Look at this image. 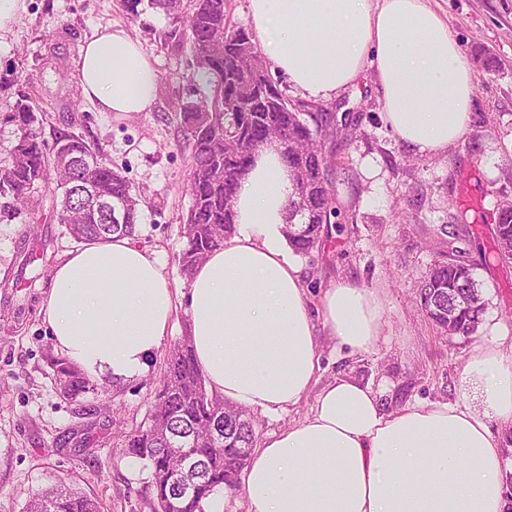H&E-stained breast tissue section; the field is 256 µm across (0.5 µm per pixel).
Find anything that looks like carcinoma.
<instances>
[{
	"instance_id": "carcinoma-1",
	"label": "carcinoma",
	"mask_w": 512,
	"mask_h": 512,
	"mask_svg": "<svg viewBox=\"0 0 512 512\" xmlns=\"http://www.w3.org/2000/svg\"><path fill=\"white\" fill-rule=\"evenodd\" d=\"M120 9L136 20L150 10L169 19L164 42L174 47L190 43L195 68L207 86L196 102L185 105L181 122L191 146L187 192L191 205L184 222L186 245L180 263L184 275L207 255L224 246L235 231L233 200L255 151L267 143L280 145L293 178L301 182L304 199L292 195L288 203L286 236L300 254L310 253L321 241L325 226L340 214L330 179L331 158L325 141L336 136V116L318 108L303 112L305 104L288 102L269 77L252 34L228 23L225 0H118ZM10 119L20 136L11 159L0 166V219L11 218L28 204L30 193L55 174L53 193L60 198L67 226L79 243L106 241L113 235L132 238L138 232V199L125 177L112 167L90 169L97 151L80 135L59 131L53 144L42 138L44 109L23 95L10 106ZM103 185L112 199L125 200L123 224H107L96 205L77 190L88 180ZM495 252L512 263V205L496 208ZM465 297L472 307L448 322L451 298ZM418 302L442 333L452 328L459 336L472 334L486 309L482 284L474 270L450 259L437 261L423 277ZM55 384L62 396L76 399L98 391V385L69 360L49 356ZM256 421L246 410L211 394L196 365L190 341L175 347L166 360L160 389L148 425L124 435V451L143 461L148 470L151 512H167L170 501L180 498L179 512H205L204 504L223 488H234L254 447ZM172 448L186 449L198 464L195 485L179 495L173 482ZM23 512H100L98 502L69 488L52 487L26 503Z\"/></svg>"
}]
</instances>
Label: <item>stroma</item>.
Wrapping results in <instances>:
<instances>
[{
	"label": "stroma",
	"instance_id": "35a3bbf8",
	"mask_svg": "<svg viewBox=\"0 0 512 512\" xmlns=\"http://www.w3.org/2000/svg\"><path fill=\"white\" fill-rule=\"evenodd\" d=\"M475 72L468 135L446 153L420 156L386 127L372 67L324 101L344 135L327 141L341 210L309 255H297L311 306L332 282L348 280L386 300L383 334L373 352L335 350L319 337V384L346 375L379 391L386 409L416 400L457 401L475 345L495 336L512 343V263L492 251V209L512 200V0H429ZM160 13L129 19L117 0H20L0 30V165L18 141L7 107L36 97L50 119L43 134L72 128L119 168L140 198L133 245L156 256L181 291L165 341L135 378L103 379L104 395L75 401L56 391L47 356L54 345L40 312L52 271L78 244L60 224L48 188L0 222V512H22L35 493L64 484L99 501L102 512H150L140 461L122 450V432L146 421L164 361L189 333V282L180 272L181 227L190 149L178 115L199 96L190 47L165 45ZM124 29L158 72L149 112H101L76 77L82 46L97 32ZM458 230L448 239L445 228ZM461 250L476 264L487 309L468 336L442 335L415 303L432 264ZM317 393L276 412L254 410L257 439L311 415Z\"/></svg>",
	"mask_w": 512,
	"mask_h": 512
}]
</instances>
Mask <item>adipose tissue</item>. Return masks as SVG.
I'll list each match as a JSON object with an SVG mask.
<instances>
[{
	"mask_svg": "<svg viewBox=\"0 0 512 512\" xmlns=\"http://www.w3.org/2000/svg\"><path fill=\"white\" fill-rule=\"evenodd\" d=\"M250 25L273 68L310 98L331 99L373 66L383 118L416 153H443L469 131L474 73L426 0H250ZM78 75L101 111L155 102L158 73L124 30L87 41ZM292 192L279 148L260 147L234 198L237 231L195 268L187 293L211 393L264 411L297 404L315 384L318 334L367 352L385 312L381 294L346 281L310 308L285 249ZM175 309L160 263L125 237L69 252L42 305L57 353L118 381L147 370ZM460 381L472 400L391 411L353 378L327 383L310 416L254 449L246 512H512L490 427L512 426V346H476Z\"/></svg>",
	"mask_w": 512,
	"mask_h": 512,
	"instance_id": "1",
	"label": "adipose tissue"
}]
</instances>
